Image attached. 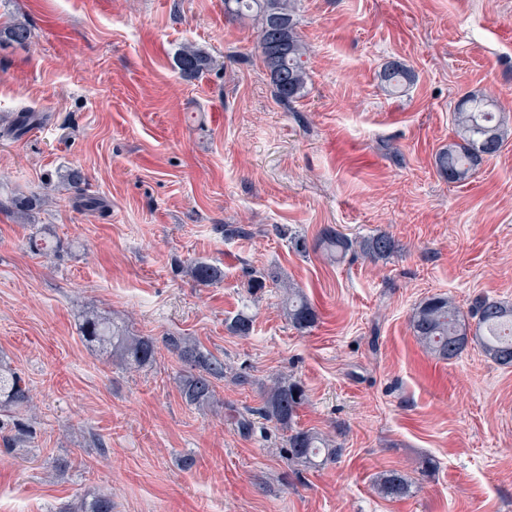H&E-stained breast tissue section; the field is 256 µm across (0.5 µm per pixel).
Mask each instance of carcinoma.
<instances>
[{"mask_svg": "<svg viewBox=\"0 0 512 512\" xmlns=\"http://www.w3.org/2000/svg\"><path fill=\"white\" fill-rule=\"evenodd\" d=\"M224 13L239 20L251 17L258 20V48L265 62L268 61L267 46L273 33L286 34L288 53L280 58L278 72L270 74V79L278 101L289 104L299 99L306 86L304 57L307 47L297 32L293 0H224ZM30 38L31 29L23 22L0 25V43L8 40L26 45ZM205 65L206 57L196 48L186 47L176 56L177 69L188 78L201 73ZM412 79L411 71L400 62L387 64L381 74V80L391 94ZM495 107L494 101L476 95H465L458 101L454 111L458 141L439 151L435 160L439 174L448 181H466L486 159L501 150L504 122L500 113L494 111ZM34 119L30 112L18 113L9 124L7 134L15 138L22 136ZM66 181L75 189V200L81 209L102 211L101 200L83 192L85 178L80 171L70 170ZM30 247L39 253H54L58 242L40 231L30 237ZM320 247L330 259L336 261L343 260L356 250L372 261H379L394 253L397 245L392 236L386 233L357 240L327 229L320 239ZM189 272L194 281L201 285L209 286L224 279V270L203 261L191 263ZM268 281L283 290V308L288 322L298 330L311 327L315 322L313 308L300 290L283 280L277 271L270 269L254 273L251 287L264 288ZM471 316L477 319L473 332L460 309L449 298L433 295L415 309L411 326L419 342L442 360L458 357L473 341L495 363L512 367V306L480 295L472 301ZM226 326L233 335L246 337L253 330V317L241 311L226 322ZM83 337L91 344L110 349L111 356L130 370L143 369L155 359L153 337L136 336L98 315L86 317ZM166 344L187 367L179 377V390L185 403L196 408L210 404L214 399V381L224 378V362L184 337L168 336ZM306 401V391L299 382L279 380L267 390L263 405L253 413L288 430L289 462L315 468L321 465V460L336 457L341 447L329 443L310 429L294 426L298 410ZM28 403L29 390L24 378L11 366L0 363V406L23 410ZM377 489L389 499H402L410 495L407 479L396 471L382 474ZM59 512H112V499L99 494L89 500L65 504L59 508Z\"/></svg>", "mask_w": 512, "mask_h": 512, "instance_id": "obj_1", "label": "carcinoma"}]
</instances>
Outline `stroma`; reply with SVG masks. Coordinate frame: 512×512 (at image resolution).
I'll return each mask as SVG.
<instances>
[{
  "mask_svg": "<svg viewBox=\"0 0 512 512\" xmlns=\"http://www.w3.org/2000/svg\"><path fill=\"white\" fill-rule=\"evenodd\" d=\"M309 48L301 98L280 104L259 24L224 0H0L30 25L0 46V360L36 404L29 442L0 445V512H57L92 493L112 512H512V367L479 344L441 361L410 317L426 298L461 311L512 305V0H294ZM192 45L196 78L174 59ZM414 79L384 91L385 65ZM489 94L499 154L451 183L435 156L457 139L454 108ZM28 132L7 135L17 113ZM81 170L101 213L64 181ZM48 229L45 257L30 235ZM391 235L373 262L330 260L324 230ZM221 267L200 286L190 262ZM279 269L315 325L296 330L283 292L248 287ZM254 318L251 336L226 321ZM156 341L126 370L82 337L86 315ZM185 336L223 361L205 408L188 406L165 342ZM308 401L298 426L342 454L289 463L285 429L239 414L280 378ZM404 475L410 496L375 479ZM206 65V57L196 48H183L176 56V67L182 76L192 78L201 73ZM379 493L389 499H402L410 495V485L407 479L396 471L383 473L378 480Z\"/></svg>",
  "mask_w": 512,
  "mask_h": 512,
  "instance_id": "1",
  "label": "stroma"
}]
</instances>
